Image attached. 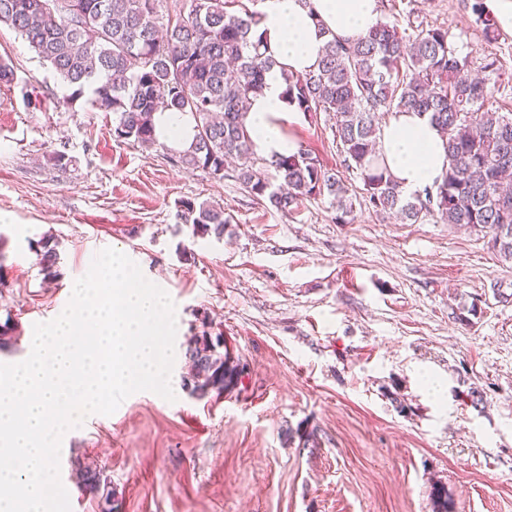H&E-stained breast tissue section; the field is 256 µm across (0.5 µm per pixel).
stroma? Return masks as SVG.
<instances>
[{
    "instance_id": "obj_1",
    "label": "stroma",
    "mask_w": 512,
    "mask_h": 512,
    "mask_svg": "<svg viewBox=\"0 0 512 512\" xmlns=\"http://www.w3.org/2000/svg\"><path fill=\"white\" fill-rule=\"evenodd\" d=\"M378 2L380 18L446 27L474 64L512 70V35L485 42L466 0ZM0 58L17 74L0 87V325L15 328L0 360L23 354L106 247L176 305V401L144 391L77 427L60 455L71 512H102L77 482L91 463L114 512H434L437 485L451 512H512V260L482 233L364 206L342 217L326 196L277 211L168 146L117 140L111 113L5 26ZM288 133L360 190L327 114ZM187 199L232 215L223 240L193 236ZM205 331L242 369L220 396L186 385L188 341Z\"/></svg>"
}]
</instances>
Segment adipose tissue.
Listing matches in <instances>:
<instances>
[{
	"label": "adipose tissue",
	"mask_w": 512,
	"mask_h": 512,
	"mask_svg": "<svg viewBox=\"0 0 512 512\" xmlns=\"http://www.w3.org/2000/svg\"><path fill=\"white\" fill-rule=\"evenodd\" d=\"M259 32L278 61L265 77L262 94L253 97L246 115L257 153L290 155L297 144L285 129L296 109L285 95L284 71L314 69L321 57L325 32L340 42L366 37L379 19L378 0H263ZM379 149L393 178L412 192L442 179L447 167L446 140L427 116L395 112L380 128Z\"/></svg>",
	"instance_id": "obj_1"
}]
</instances>
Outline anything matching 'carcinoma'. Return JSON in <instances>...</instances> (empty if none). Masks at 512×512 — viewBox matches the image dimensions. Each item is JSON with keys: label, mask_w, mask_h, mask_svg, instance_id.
<instances>
[{"label": "carcinoma", "mask_w": 512, "mask_h": 512, "mask_svg": "<svg viewBox=\"0 0 512 512\" xmlns=\"http://www.w3.org/2000/svg\"><path fill=\"white\" fill-rule=\"evenodd\" d=\"M158 0H0V26L19 33L61 82L112 113L113 135L141 147L158 142L154 114L190 115V145L174 151L183 168L214 180L231 178L281 212L298 201L329 196L353 212L357 195L337 171L303 148L260 156L243 112L262 92L278 61L257 34L260 14L226 10L228 0H189L174 20L159 21ZM487 41L500 36L485 0H467ZM285 94L309 119L333 113L334 138L345 165L362 183L372 212L403 224L434 218L479 231L489 248L512 259V111L494 107L495 91L472 70L442 26L379 21L351 44L330 35L316 69L284 72ZM428 115L447 136L448 169L440 182L405 194L380 160V123L391 112ZM196 237H224L232 217L207 202H182ZM223 337L204 333L187 349L193 391L222 393L238 366L217 349ZM82 491L109 505L112 489L101 470L86 468Z\"/></svg>", "instance_id": "obj_1"}]
</instances>
